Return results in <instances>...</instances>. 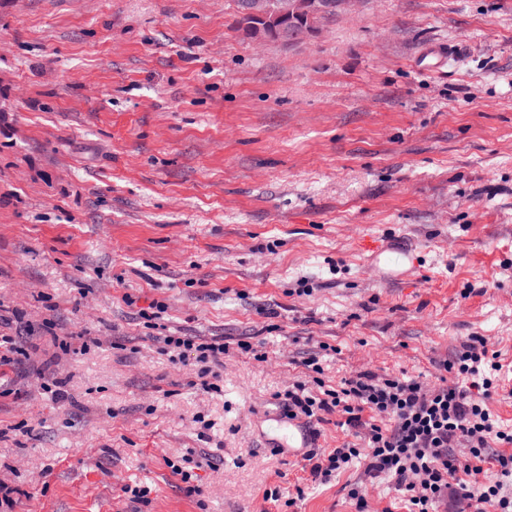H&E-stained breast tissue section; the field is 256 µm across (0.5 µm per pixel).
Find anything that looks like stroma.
Instances as JSON below:
<instances>
[{
    "label": "stroma",
    "instance_id": "1",
    "mask_svg": "<svg viewBox=\"0 0 512 512\" xmlns=\"http://www.w3.org/2000/svg\"><path fill=\"white\" fill-rule=\"evenodd\" d=\"M237 20L235 0H0L12 512H264L274 487L280 512H357L354 483L407 512L364 459L322 483L280 446L277 395L324 344L328 386L430 388L484 337L512 430V0H356L293 44ZM156 301L223 337L216 389L150 340ZM189 449L193 497L169 467Z\"/></svg>",
    "mask_w": 512,
    "mask_h": 512
}]
</instances>
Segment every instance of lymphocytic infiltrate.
<instances>
[{
	"label": "lymphocytic infiltrate",
	"instance_id": "f902f5d3",
	"mask_svg": "<svg viewBox=\"0 0 512 512\" xmlns=\"http://www.w3.org/2000/svg\"><path fill=\"white\" fill-rule=\"evenodd\" d=\"M161 350L179 358L190 350L200 364V376L219 378L227 347L223 338L196 340L192 336H160ZM455 376L436 388L413 379L380 378L360 372L342 380L335 389L315 394L297 383L281 394L285 416L323 422L338 413L343 424L364 432L366 450L346 444L330 451L308 449L312 478L326 480L366 454L370 477L391 478L402 492L409 512H436L448 489H455L459 512H512V454L490 453L491 444H512V432L500 427L487 402L492 373L502 366L490 355L482 337L469 339L456 360L445 364ZM467 443L464 457L454 447ZM492 461L496 480L477 483L484 461Z\"/></svg>",
	"mask_w": 512,
	"mask_h": 512
}]
</instances>
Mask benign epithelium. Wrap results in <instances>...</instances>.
Listing matches in <instances>:
<instances>
[{"instance_id": "7a95c632", "label": "benign epithelium", "mask_w": 512, "mask_h": 512, "mask_svg": "<svg viewBox=\"0 0 512 512\" xmlns=\"http://www.w3.org/2000/svg\"><path fill=\"white\" fill-rule=\"evenodd\" d=\"M351 0H243L240 15L256 27L254 38L265 39L264 28L279 32L284 43H294L308 35L306 28L296 26V20L316 19L336 12Z\"/></svg>"}]
</instances>
